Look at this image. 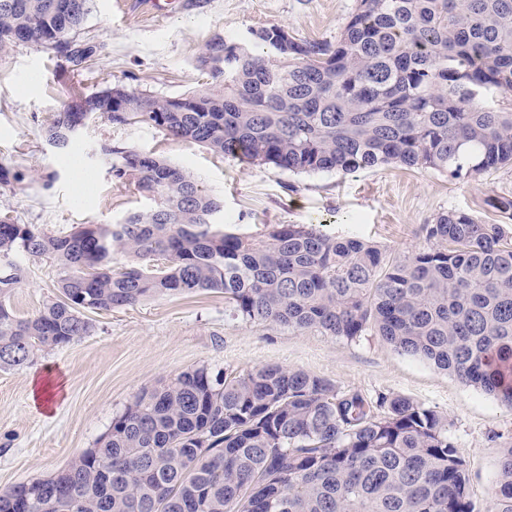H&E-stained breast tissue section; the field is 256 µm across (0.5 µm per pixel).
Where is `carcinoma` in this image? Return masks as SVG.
<instances>
[{
	"label": "carcinoma",
	"mask_w": 512,
	"mask_h": 512,
	"mask_svg": "<svg viewBox=\"0 0 512 512\" xmlns=\"http://www.w3.org/2000/svg\"><path fill=\"white\" fill-rule=\"evenodd\" d=\"M93 0H0V50L30 43L78 70L96 46L74 31ZM221 35L197 57L215 85L179 97L106 89L56 113L64 150L94 115L148 123L242 164L295 174L398 164L471 183L512 164V0H357L336 42ZM112 176L154 201L115 224L48 235L0 218V370L90 333L88 312L220 291L234 319L354 340L375 331L512 407V239L465 211L420 226L429 246L391 256L313 224L267 240L215 228L221 202L192 172L108 145ZM125 257L112 269L114 255ZM25 257H49L60 298L31 317L7 301ZM161 258L164 265L149 262ZM448 416L403 397L336 390L304 371L205 369L144 392L100 446L0 494V512H473ZM491 512H512V445L499 452Z\"/></svg>",
	"instance_id": "carcinoma-1"
}]
</instances>
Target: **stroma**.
I'll return each mask as SVG.
<instances>
[{
	"mask_svg": "<svg viewBox=\"0 0 512 512\" xmlns=\"http://www.w3.org/2000/svg\"><path fill=\"white\" fill-rule=\"evenodd\" d=\"M356 0H177L159 12L148 0H95L77 39L99 51L79 70L54 50L18 44L0 53V167L25 173L0 186V216L63 235L80 224H112L151 206L149 197L112 176L100 147L124 144L190 170L221 201L224 231L262 242L276 224H313L356 237L392 255L424 246L421 225L445 211L496 223L489 201L512 197V165L470 184L400 165L353 175L294 174L245 165L194 141L143 123L89 121L67 149L45 131L74 93L113 87L178 96L209 87L197 65L215 35L248 43L252 30L281 25L299 39L335 41ZM26 275L9 304L22 317L55 300L59 269L46 257L25 259ZM213 291L158 296L133 307L92 314L93 331L36 352L22 368L0 371V491L48 478L80 452L98 447L143 392L199 367L245 373L279 365L338 389L400 396L448 416V429L469 475L474 512H490L500 448L512 444V409L426 361L398 353L374 331L347 341L317 330L295 332L231 319ZM50 397L36 405L34 382Z\"/></svg>",
	"mask_w": 512,
	"mask_h": 512,
	"instance_id": "1",
	"label": "stroma"
}]
</instances>
